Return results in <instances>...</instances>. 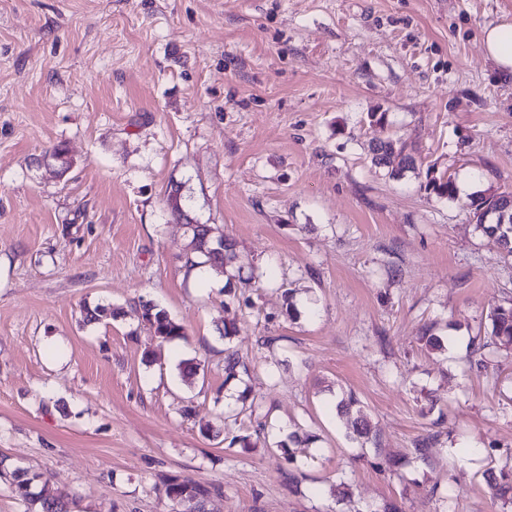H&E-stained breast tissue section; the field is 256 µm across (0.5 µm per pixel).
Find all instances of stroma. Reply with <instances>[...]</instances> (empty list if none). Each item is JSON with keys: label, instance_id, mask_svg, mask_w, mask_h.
Listing matches in <instances>:
<instances>
[{"label": "stroma", "instance_id": "1", "mask_svg": "<svg viewBox=\"0 0 512 512\" xmlns=\"http://www.w3.org/2000/svg\"><path fill=\"white\" fill-rule=\"evenodd\" d=\"M506 17L512 0H0V512H39L16 470L71 512H172V477L214 487L206 512H503L484 476L512 465V351L489 313L512 257L464 204L512 192V78L481 43ZM391 136L456 199L374 167ZM175 186L236 242L234 274L187 267ZM146 301L185 337L152 336ZM228 348L250 364L231 381ZM245 388L265 427L229 401ZM293 432L316 441L278 448ZM425 190L438 199H455L457 189L454 181L445 173L438 174L435 165H430L425 172Z\"/></svg>", "mask_w": 512, "mask_h": 512}]
</instances>
